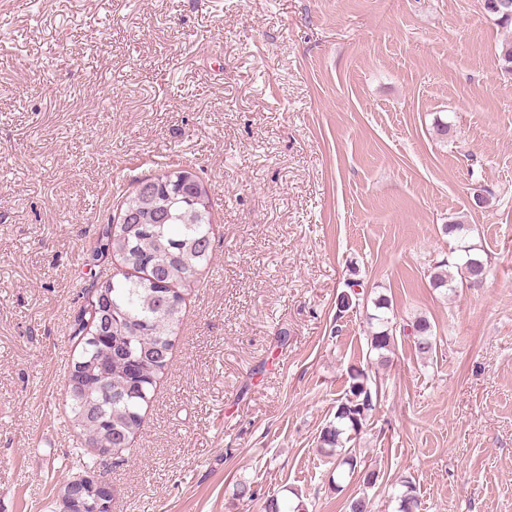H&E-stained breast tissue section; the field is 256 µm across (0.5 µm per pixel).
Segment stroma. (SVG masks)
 I'll list each match as a JSON object with an SVG mask.
<instances>
[{"mask_svg":"<svg viewBox=\"0 0 512 512\" xmlns=\"http://www.w3.org/2000/svg\"><path fill=\"white\" fill-rule=\"evenodd\" d=\"M510 40L483 0H0V512H60L82 474L63 398L117 266L98 228L115 182L178 161L215 261L132 455L96 460L112 512H397L405 477L422 512H512ZM455 220L489 273L435 289ZM380 296L437 352L397 334L354 442L378 479L337 491L317 440ZM413 336H415V349L425 359L433 357L436 352L437 340L433 336L431 326L426 319L416 320L412 324Z\"/></svg>","mask_w":512,"mask_h":512,"instance_id":"stroma-1","label":"stroma"}]
</instances>
